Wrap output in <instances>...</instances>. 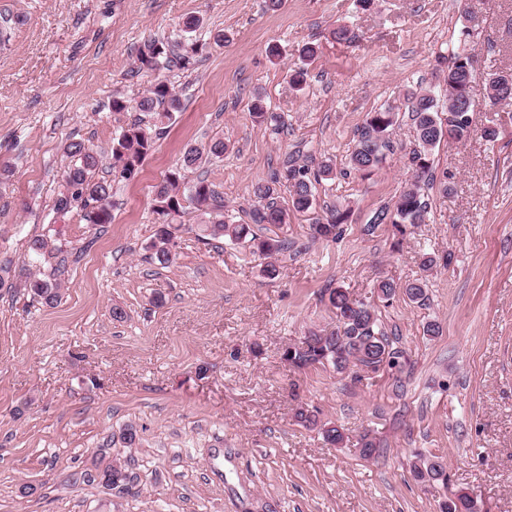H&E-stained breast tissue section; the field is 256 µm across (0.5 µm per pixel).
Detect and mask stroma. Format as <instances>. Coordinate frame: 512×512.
<instances>
[{
  "mask_svg": "<svg viewBox=\"0 0 512 512\" xmlns=\"http://www.w3.org/2000/svg\"><path fill=\"white\" fill-rule=\"evenodd\" d=\"M0 261L36 266L30 238L54 231L78 254L46 306L0 288V512H439L463 490L480 512H512V123L493 144H440L437 171L452 194L426 191L425 223L396 238L373 213L393 204L413 172L417 142L403 95L442 85L450 51L471 53L476 125L487 74L512 68V0H0ZM200 17L195 66L168 80L180 95L166 133L126 178L112 169V139L152 78L135 69L151 37L176 38ZM356 38L334 40L337 27ZM319 46L303 88L289 75ZM286 128L258 124L255 95ZM399 106L393 149L370 174L346 175L368 112ZM81 140L102 152L96 178L112 183V221L93 228L79 206L56 213L68 160ZM224 140L223 156L185 172L223 196L232 222L251 221L253 185L303 151L331 159L314 210L290 212L267 235L291 249L276 279L248 247L205 242L187 207L166 267L148 257L162 221L155 191L183 150ZM348 218L333 240L309 226L327 208ZM451 253L424 276L423 253ZM426 278L420 305L399 294L379 305L375 284ZM378 305L403 355L378 371L298 369L284 350L336 327L328 291ZM125 316L112 317L113 307ZM440 333L425 334L428 323ZM305 407L345 435L326 445L298 425ZM134 427L139 441L125 448ZM370 435L376 456L362 457ZM438 456L447 489L415 481V453ZM127 461L130 490L103 486L97 468ZM35 486V494L24 491Z\"/></svg>",
  "mask_w": 512,
  "mask_h": 512,
  "instance_id": "stroma-1",
  "label": "stroma"
}]
</instances>
